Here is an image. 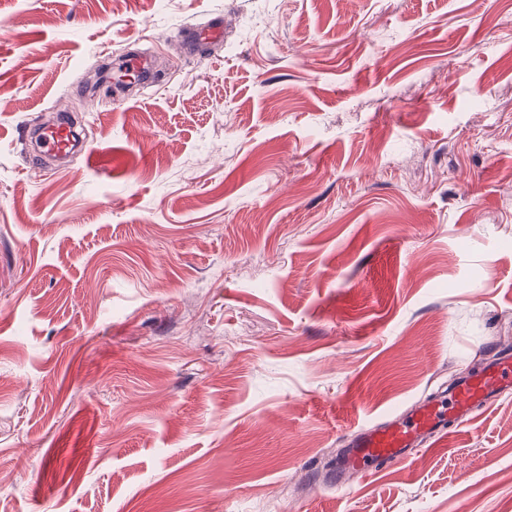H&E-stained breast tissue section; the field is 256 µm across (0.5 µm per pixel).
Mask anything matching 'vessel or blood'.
<instances>
[{
	"label": "vessel or blood",
	"instance_id": "1",
	"mask_svg": "<svg viewBox=\"0 0 512 512\" xmlns=\"http://www.w3.org/2000/svg\"><path fill=\"white\" fill-rule=\"evenodd\" d=\"M37 144L41 158L56 161L88 148L75 125L65 118L39 128ZM511 387L512 354H501L479 373L459 378L446 395L360 426L343 457L337 487L373 474L379 462L405 458L408 449L439 437L446 423L463 426L475 408Z\"/></svg>",
	"mask_w": 512,
	"mask_h": 512
}]
</instances>
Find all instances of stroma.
<instances>
[{"mask_svg": "<svg viewBox=\"0 0 512 512\" xmlns=\"http://www.w3.org/2000/svg\"><path fill=\"white\" fill-rule=\"evenodd\" d=\"M506 347L512 0H0V512H512V389L336 487ZM224 33L223 17H215L213 21L201 28L189 29L190 39L196 43H209L222 38ZM75 134H78V136ZM37 144L41 158L56 161L63 160L74 153L88 150V144L82 139L75 125L66 118H61L54 123L39 128Z\"/></svg>", "mask_w": 512, "mask_h": 512, "instance_id": "obj_1", "label": "stroma"}]
</instances>
